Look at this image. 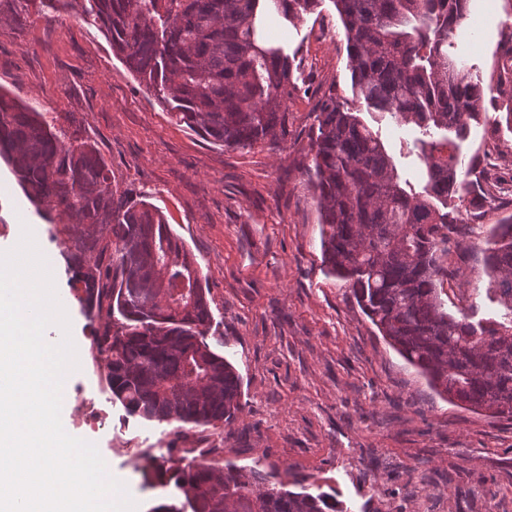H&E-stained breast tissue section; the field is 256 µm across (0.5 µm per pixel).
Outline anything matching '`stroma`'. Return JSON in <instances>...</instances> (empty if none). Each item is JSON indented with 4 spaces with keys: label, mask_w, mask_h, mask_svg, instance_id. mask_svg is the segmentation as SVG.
Returning <instances> with one entry per match:
<instances>
[{
    "label": "stroma",
    "mask_w": 512,
    "mask_h": 512,
    "mask_svg": "<svg viewBox=\"0 0 512 512\" xmlns=\"http://www.w3.org/2000/svg\"><path fill=\"white\" fill-rule=\"evenodd\" d=\"M0 0V90L43 112L56 130L90 140L112 169V188L159 207L196 258L213 316L211 348L241 381L232 425L193 429L129 416L112 400L104 360L63 256V223L33 205L0 162V251L19 224L36 225L55 266L57 297L71 322L78 366L66 375L65 431L94 443L137 512L169 503V489L144 483L146 456L172 466L231 462L275 469L287 487L302 483L336 497L348 512H512V421L436 394L384 341L343 282L322 263L312 198L310 145L324 92L354 93L344 29L332 0L317 13L274 25L296 55L288 138L246 149L214 145L180 126L112 53L91 17L11 16ZM512 0H470L458 41L483 84L486 117L462 142L464 157L491 159L512 175V58L503 31ZM403 173L414 174L418 129L361 109ZM512 214L497 200L448 244L453 278L443 288L472 320L501 318L500 295L481 261L488 230Z\"/></svg>",
    "instance_id": "1"
}]
</instances>
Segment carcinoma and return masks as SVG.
I'll list each match as a JSON object with an SVG mask.
<instances>
[{"mask_svg": "<svg viewBox=\"0 0 512 512\" xmlns=\"http://www.w3.org/2000/svg\"><path fill=\"white\" fill-rule=\"evenodd\" d=\"M16 13L78 9L94 18L114 55L179 123L209 142L245 149L288 137L291 57L266 40L275 12L292 21L320 0H14ZM352 88L368 108L418 128L419 186L401 173L379 134L329 87L316 119L311 183L323 261L386 340L441 396L512 420V215L492 227L483 264L496 275L504 321L448 311L442 263L465 209L503 189L467 182L460 142L483 114L484 87L456 52L469 0H333ZM0 158L35 204L75 230L65 257L83 284L86 315L103 322L93 347L113 400L147 421L230 425L240 378L206 341L212 314L192 255L162 211L112 191L95 144L65 142L41 113L0 91ZM166 279L171 293L160 297ZM196 292L189 304L181 290ZM147 484L185 496L152 512H344L336 500L292 491L273 472L233 464L172 468L154 457Z\"/></svg>", "mask_w": 512, "mask_h": 512, "instance_id": "1", "label": "carcinoma"}]
</instances>
